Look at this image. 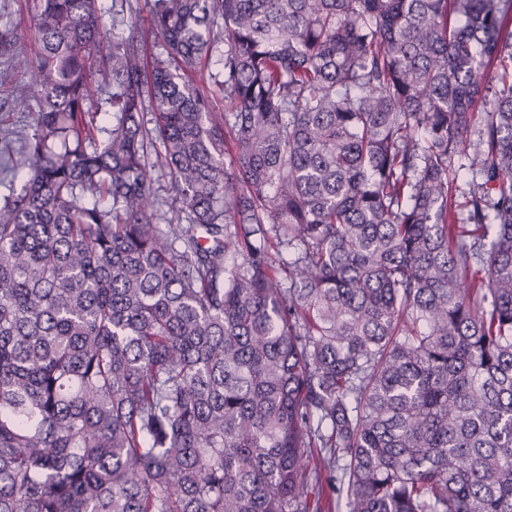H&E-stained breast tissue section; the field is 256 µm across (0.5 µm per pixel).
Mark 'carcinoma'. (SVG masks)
<instances>
[{"label": "carcinoma", "mask_w": 512, "mask_h": 512, "mask_svg": "<svg viewBox=\"0 0 512 512\" xmlns=\"http://www.w3.org/2000/svg\"><path fill=\"white\" fill-rule=\"evenodd\" d=\"M18 11L0 512H512V0Z\"/></svg>", "instance_id": "1"}]
</instances>
